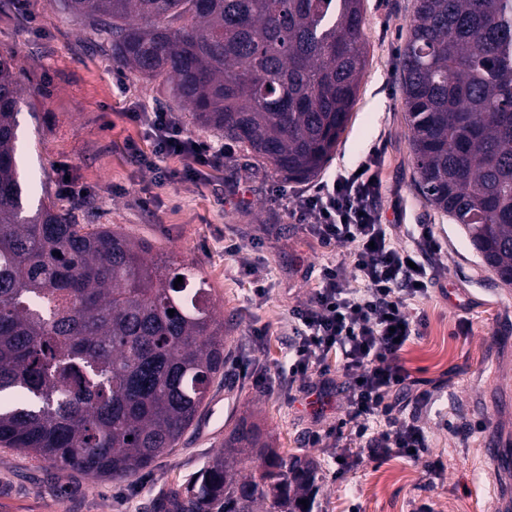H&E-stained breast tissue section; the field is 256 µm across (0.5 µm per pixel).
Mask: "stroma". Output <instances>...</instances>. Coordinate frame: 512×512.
<instances>
[{
  "instance_id": "35a3bbf8",
  "label": "stroma",
  "mask_w": 512,
  "mask_h": 512,
  "mask_svg": "<svg viewBox=\"0 0 512 512\" xmlns=\"http://www.w3.org/2000/svg\"><path fill=\"white\" fill-rule=\"evenodd\" d=\"M367 65L351 120L318 180L282 182L234 152L197 181L180 179V158L153 173L127 150L151 154L145 127L126 112L137 103L172 112L193 139L220 146L165 78L143 80L116 63L101 39L63 12L59 0H0V55H13L28 92L16 116L17 159L31 205L51 198L78 206L83 224H109L148 241L154 253L187 256L212 290L229 354L194 425L172 454L125 481L79 473L57 481L29 456L0 446V512H149L160 491L187 482L216 456L240 417L270 433L284 454L320 464L314 512H491L494 478L480 452L489 434L512 435V292L496 280L460 225L416 192L398 81L400 49L414 0H363ZM379 160L378 207L393 241L431 225L444 249L426 257L437 285L409 313L423 327L403 354L412 377L438 384L422 415L429 447L419 458L362 456L337 473L335 436L280 367L293 334L291 312L319 288L321 268L342 248L323 246L290 212L318 182ZM69 176L72 192L60 190ZM238 239L239 255L224 252ZM265 287L258 296L257 287ZM264 329L253 341V329ZM443 463L428 473V462Z\"/></svg>"
}]
</instances>
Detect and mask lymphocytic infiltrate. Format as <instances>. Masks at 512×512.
Returning <instances> with one entry per match:
<instances>
[{
    "label": "lymphocytic infiltrate",
    "mask_w": 512,
    "mask_h": 512,
    "mask_svg": "<svg viewBox=\"0 0 512 512\" xmlns=\"http://www.w3.org/2000/svg\"><path fill=\"white\" fill-rule=\"evenodd\" d=\"M126 116L146 127L154 141L152 157L131 152L148 169H156L158 159L177 155L187 161L184 177L194 180L202 168L217 166L230 155L227 148L187 136L165 110L136 107ZM377 178L368 163L362 173L338 174L304 196L294 211L324 246L345 250L340 261L322 267L315 294L294 308L295 337L288 358L289 379L316 375L311 389L319 407L330 405L338 393L332 371L351 381L345 415L332 427L340 473L352 465L357 444L377 459L407 458L428 446L420 412L430 404L432 393L414 391L401 354L419 332L407 307L429 297L434 285L435 276L420 262L419 253H440L442 245L428 224L415 226L411 245L393 244L377 205ZM336 353L342 356L340 363L329 366ZM405 395L415 407L407 416L395 413L392 404L393 398Z\"/></svg>",
    "instance_id": "1"
}]
</instances>
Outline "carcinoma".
<instances>
[{"instance_id": "carcinoma-1", "label": "carcinoma", "mask_w": 512, "mask_h": 512, "mask_svg": "<svg viewBox=\"0 0 512 512\" xmlns=\"http://www.w3.org/2000/svg\"><path fill=\"white\" fill-rule=\"evenodd\" d=\"M61 2L117 62L174 79L203 127L275 175L317 177L348 126L367 64L363 0ZM400 80L418 192L512 287V0H416ZM25 92L1 58L0 444L58 480L126 479L192 426L224 372V324L195 260L156 258L72 207L27 206L15 147ZM317 469L242 417L224 453L149 510L312 512Z\"/></svg>"}]
</instances>
